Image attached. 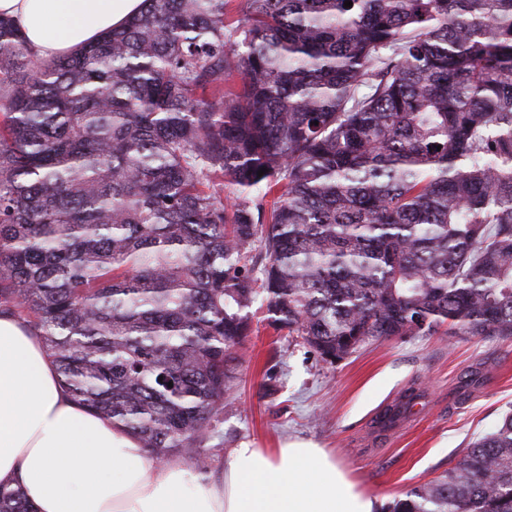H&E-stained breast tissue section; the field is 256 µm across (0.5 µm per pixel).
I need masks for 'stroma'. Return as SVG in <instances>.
Masks as SVG:
<instances>
[{"instance_id":"obj_1","label":"stroma","mask_w":512,"mask_h":512,"mask_svg":"<svg viewBox=\"0 0 512 512\" xmlns=\"http://www.w3.org/2000/svg\"><path fill=\"white\" fill-rule=\"evenodd\" d=\"M235 348L237 388L224 400L219 437L204 442L210 472L233 448L302 440L335 456L360 486L386 501L441 475L472 441L512 413V338L392 336L334 364L268 327ZM415 390L418 406L397 434L377 416Z\"/></svg>"}]
</instances>
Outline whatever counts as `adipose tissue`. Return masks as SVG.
<instances>
[{
    "label": "adipose tissue",
    "mask_w": 512,
    "mask_h": 512,
    "mask_svg": "<svg viewBox=\"0 0 512 512\" xmlns=\"http://www.w3.org/2000/svg\"><path fill=\"white\" fill-rule=\"evenodd\" d=\"M144 0H0L36 56L70 55L140 14ZM0 484L35 512H381L323 449H231L220 480L181 460L155 464L111 420L76 404L54 360L17 317L0 315Z\"/></svg>",
    "instance_id": "1"
}]
</instances>
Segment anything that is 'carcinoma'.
<instances>
[{
    "label": "carcinoma",
    "mask_w": 512,
    "mask_h": 512,
    "mask_svg": "<svg viewBox=\"0 0 512 512\" xmlns=\"http://www.w3.org/2000/svg\"><path fill=\"white\" fill-rule=\"evenodd\" d=\"M344 2L145 0L51 61L0 18V314L171 461L207 470L257 302L331 363L512 337V0ZM388 512H512V413Z\"/></svg>",
    "instance_id": "carcinoma-1"
}]
</instances>
